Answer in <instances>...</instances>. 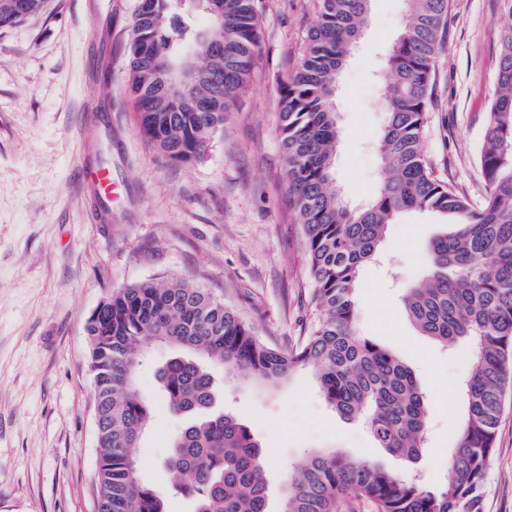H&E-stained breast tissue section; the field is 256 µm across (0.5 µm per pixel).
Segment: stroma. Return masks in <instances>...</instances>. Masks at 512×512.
Here are the masks:
<instances>
[{
  "label": "stroma",
  "mask_w": 512,
  "mask_h": 512,
  "mask_svg": "<svg viewBox=\"0 0 512 512\" xmlns=\"http://www.w3.org/2000/svg\"><path fill=\"white\" fill-rule=\"evenodd\" d=\"M85 2L47 0L40 13L0 29V512H95L85 326L112 291L150 279L190 282L281 348L316 314L279 138V90L315 20L313 0H259L261 46L251 79L205 154L188 163L154 149L127 91L124 47L137 0H100L93 19ZM369 7L337 92L336 185L352 207L370 202L381 178L375 143L386 114L372 73L406 2L370 0ZM511 15L512 0H448L435 67L424 152L434 176L476 206L484 198L479 154L496 89L497 31ZM89 105L112 116V165L125 185L108 224L98 222L79 186L84 146L97 136L84 117ZM441 229L437 216L400 215L382 260L359 274L360 334L411 366L429 396L416 463L376 448L361 420L329 408L311 371L265 385L215 369L219 405L264 450L270 512H279L288 474L308 448H336L444 484L472 346L462 340L444 350L421 336L402 297L403 285L424 278L426 246ZM168 355L152 350L136 369L137 387L153 406L135 454L145 481L167 492L170 512H192L191 499L171 493L166 466L177 421L157 372ZM483 510L512 512V390L503 398Z\"/></svg>",
  "instance_id": "stroma-1"
}]
</instances>
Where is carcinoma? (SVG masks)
<instances>
[{
	"instance_id": "obj_1",
	"label": "carcinoma",
	"mask_w": 512,
	"mask_h": 512,
	"mask_svg": "<svg viewBox=\"0 0 512 512\" xmlns=\"http://www.w3.org/2000/svg\"><path fill=\"white\" fill-rule=\"evenodd\" d=\"M0 0V28L40 12L45 0ZM163 21L133 19L125 51L129 91L144 135L164 156L200 158L224 126L249 81L260 46L256 0H146ZM295 69L281 88L280 132L288 191L298 211L318 312L286 348L274 347L207 290L180 281L147 280L109 294L88 318L89 370L97 412L98 512H168L167 496L146 484L135 455L150 400L135 387L141 357L174 352L159 370L171 411L185 419L167 465L173 490L193 512H269L267 463L259 441L234 416L214 408L212 368L276 384L299 368L315 371L327 404L362 418L377 447L414 463L420 456L428 401L415 373L389 350L359 335L358 277L376 259L388 225L405 212L432 213L452 229L428 245L429 274L405 288L408 316L443 347L471 342L474 364L462 384L466 416L441 487L393 474L370 460L311 450L289 476L279 512H344L369 498L377 512H483V487L504 391L512 385V21L499 28L497 91L488 112L479 164L484 202L475 208L436 179L423 153L425 114L442 48L448 0H406L397 38L380 71L386 122L376 147L381 184L368 205L350 208L336 191L338 141L334 95L339 75L369 18V0H315ZM203 13L210 29L183 17ZM193 60L205 80L156 109L160 70Z\"/></svg>"
}]
</instances>
